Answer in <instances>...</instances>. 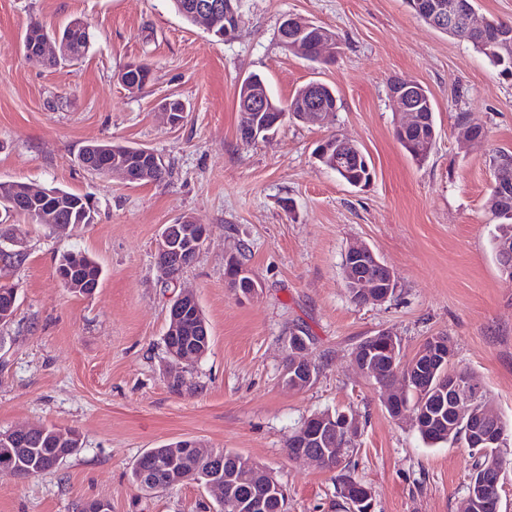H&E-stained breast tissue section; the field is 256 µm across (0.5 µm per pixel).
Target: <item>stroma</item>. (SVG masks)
Segmentation results:
<instances>
[{
  "instance_id": "1",
  "label": "stroma",
  "mask_w": 512,
  "mask_h": 512,
  "mask_svg": "<svg viewBox=\"0 0 512 512\" xmlns=\"http://www.w3.org/2000/svg\"><path fill=\"white\" fill-rule=\"evenodd\" d=\"M241 13L224 41L186 22L171 0H0V181L60 187L97 210L94 223L65 233L14 215L0 221L22 232L26 251L7 271L18 301L0 325V431L54 426L82 441L57 470L0 475V512H75L88 499L112 512H207L215 499L196 484L146 492L131 481L145 451L185 438L270 469L287 512H344L335 472L286 451L294 429L327 409L359 421L350 471L370 488L371 512H460L467 451L426 444L409 420L391 418L352 362L353 348L380 332L397 336L407 359L427 337H448L454 367L474 373L512 424V280L495 259L488 206L490 160L512 152V80L405 0H241ZM288 15L337 33L333 62L314 65L280 45ZM75 19L90 33L80 60L42 67L25 58L32 22ZM138 62L151 81L132 92L118 74ZM252 73L284 103L310 81L328 83L337 109L323 125L288 119L244 143L236 92ZM395 78L431 94L438 137L420 163L394 135ZM167 97L186 105L175 127L158 109ZM459 112L487 129L485 141L459 140ZM333 134L370 159L368 185L320 165L314 150ZM94 140L151 149L169 174L132 184L88 173L78 152ZM186 217L209 228L181 286L195 293L211 342L174 392L164 377L171 291L158 280L155 241L162 225ZM355 242L394 271L390 301L351 300L342 260ZM242 244L262 284L251 300L236 299L224 278L227 254ZM70 251L101 264L95 293L62 286L56 267ZM298 325L319 374L292 391L282 372Z\"/></svg>"
}]
</instances>
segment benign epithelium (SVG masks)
I'll list each match as a JSON object with an SVG mask.
<instances>
[{
    "label": "benign epithelium",
    "mask_w": 512,
    "mask_h": 512,
    "mask_svg": "<svg viewBox=\"0 0 512 512\" xmlns=\"http://www.w3.org/2000/svg\"><path fill=\"white\" fill-rule=\"evenodd\" d=\"M415 7L426 16L433 27L438 29L479 37L489 35H495L500 39L506 37V34L499 31L495 25L478 19L471 0H419ZM193 13L197 21L207 27L210 26L211 19L220 13L224 14V39L226 40L239 29L240 17L229 0L224 3L220 0H209L206 3L203 0L194 5ZM318 28L320 25L316 23L300 22L294 17L286 16L281 24L282 45L299 52L309 44V37ZM317 46V51L308 54L313 61L325 62L336 56L338 49L336 37L331 35L324 37L317 41ZM61 51H66V46L60 35L41 34L29 41L25 48V55L29 60L38 62L47 57L57 56ZM320 87L319 82H313L307 87L306 104L303 109L306 118L316 124L324 123L336 112V108H329L320 101ZM389 92L400 115L397 122L400 132L413 129L423 122V116L417 106V94L420 93L418 82L395 79L390 83ZM207 240L208 229L204 224L196 225L193 231L183 229L180 224H165L157 240L156 252L178 251L186 244L194 246L199 251L204 248ZM225 268L231 272L229 287L233 289L236 298L253 299L259 294L260 282L248 267L240 262L237 254L231 253L226 257ZM58 278L68 287L81 289L87 295L94 293L98 288V285L70 269L63 271ZM344 285L345 288L354 291L359 304H382L396 289V278L394 272L381 261L371 247L355 245L350 247L344 256ZM380 288L383 289L381 293L378 292ZM196 302L195 296L186 292L171 297L167 311L168 337L179 335L184 317ZM170 351L178 368L166 371V382L168 386L178 388L183 386L184 369L196 362L198 354L192 348L176 344L171 346ZM295 355V364L290 367L284 366L282 373L284 385L294 390L310 386L315 378V364L306 357V350L297 349ZM446 359H448V350L444 343L438 340L432 341L429 357L415 367L414 376L420 380L423 379L424 371L429 366L441 365ZM352 360L359 373L366 378L373 379L378 376L369 352H358L352 356ZM447 391L458 413L461 414L467 404L480 396L482 388L476 381L467 385H457L452 381L448 384ZM486 421V430L473 435V439L480 443L497 440L496 428L500 425V419L488 412ZM358 431V422L348 416L340 421L311 416L299 429L298 438L294 444L295 450L291 453V457L310 460L317 464L329 463L341 466L345 458L342 456L343 449L334 447L336 437L342 435L352 438L358 434ZM206 488L218 493L219 502L224 505V512H266L269 497L285 494L282 485L271 477L263 493L250 499H242L235 493L233 480L225 477L220 467L208 477Z\"/></svg>",
    "instance_id": "benign-epithelium-1"
}]
</instances>
